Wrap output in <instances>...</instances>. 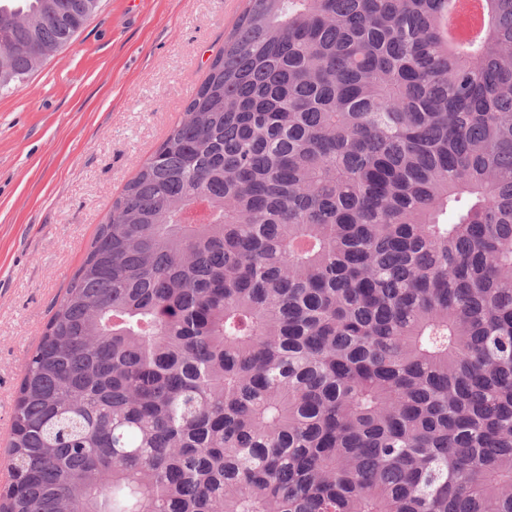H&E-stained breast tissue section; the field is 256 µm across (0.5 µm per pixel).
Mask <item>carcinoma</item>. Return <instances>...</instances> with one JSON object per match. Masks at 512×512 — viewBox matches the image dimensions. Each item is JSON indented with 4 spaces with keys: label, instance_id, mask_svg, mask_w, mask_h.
Wrapping results in <instances>:
<instances>
[{
    "label": "carcinoma",
    "instance_id": "carcinoma-1",
    "mask_svg": "<svg viewBox=\"0 0 512 512\" xmlns=\"http://www.w3.org/2000/svg\"><path fill=\"white\" fill-rule=\"evenodd\" d=\"M99 0L0 3V91ZM247 0L29 357L0 512H512V0Z\"/></svg>",
    "mask_w": 512,
    "mask_h": 512
}]
</instances>
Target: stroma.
Masks as SVG:
<instances>
[{
	"mask_svg": "<svg viewBox=\"0 0 512 512\" xmlns=\"http://www.w3.org/2000/svg\"><path fill=\"white\" fill-rule=\"evenodd\" d=\"M245 6L100 0L69 46L0 94V489L28 356Z\"/></svg>",
	"mask_w": 512,
	"mask_h": 512,
	"instance_id": "1",
	"label": "stroma"
}]
</instances>
